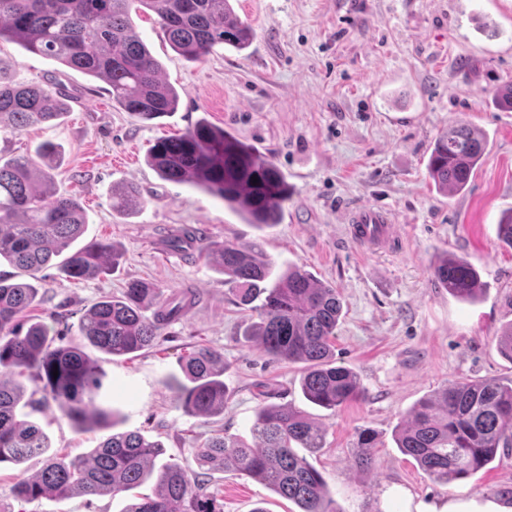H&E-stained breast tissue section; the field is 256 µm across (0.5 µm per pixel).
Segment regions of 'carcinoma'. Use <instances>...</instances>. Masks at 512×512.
Masks as SVG:
<instances>
[{
	"label": "carcinoma",
	"mask_w": 512,
	"mask_h": 512,
	"mask_svg": "<svg viewBox=\"0 0 512 512\" xmlns=\"http://www.w3.org/2000/svg\"><path fill=\"white\" fill-rule=\"evenodd\" d=\"M133 10L154 14L173 49L191 60L222 44L245 50L254 38L229 0H0V40L104 81L113 102L153 120L175 110L178 94L135 32ZM68 98L62 87L51 90L0 75V130L50 123L64 114ZM485 150L483 133L455 124L435 140L428 174L439 191L459 194ZM37 156L0 162V261L28 276L13 283L0 277V463L43 459L34 476L16 484L15 498L31 503L115 497L154 476L152 495L133 500L124 512H224V499L208 491L201 474L191 475L177 463L155 468L162 445L138 432L109 434L89 453L70 459L51 452L50 438L33 417L49 402L81 431L115 427L116 410L103 399L100 360L80 347L53 345L49 325L24 318L37 305L40 273L56 258L61 276L79 281L105 272L109 262L117 265L119 254L112 243L97 239L71 248L85 234L84 211L76 197L57 193L50 173L54 147H42ZM147 160L163 179L196 184L258 228L277 224L288 200L286 177L272 161L205 119L182 135L156 141ZM111 194L114 211L132 215L144 206L132 183L112 186ZM197 239L229 293L258 314L244 335L271 359L302 365L301 388L309 402L334 410L363 396L357 375L332 359L342 313L335 287L298 267L273 275L257 243L217 242L202 232ZM433 276L464 302L483 291L474 266L446 254L434 262ZM195 299L192 292L186 303L152 283L132 281L120 295L93 304L79 330L95 350L127 355L150 346ZM151 305L156 310L148 318L143 311ZM180 369L187 382L176 383V400L185 412L203 417L224 410L222 354L199 348L180 359ZM23 376L36 388L28 390ZM250 432L251 444L228 434L209 438L197 449L199 463L231 467L294 502L300 512H339L321 473L296 452L325 447L322 425L290 404H269L257 409ZM396 443L435 481L448 484L474 474L499 449L512 447V380L442 387L411 409ZM375 447L374 434L363 431L356 464L370 467Z\"/></svg>",
	"instance_id": "carcinoma-1"
}]
</instances>
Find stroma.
<instances>
[{"mask_svg": "<svg viewBox=\"0 0 512 512\" xmlns=\"http://www.w3.org/2000/svg\"><path fill=\"white\" fill-rule=\"evenodd\" d=\"M255 38L243 51L216 46L204 60L176 53L154 15L132 22L163 78L179 93L169 116L144 121L113 103L104 82L17 42L0 41V73L18 82H56L69 108L54 124L0 131V158L34 155L53 144L58 192L75 196L87 238L112 242L122 258L110 274L78 282L44 271L33 318L64 342L85 346L79 321L92 303L142 280L166 293L194 290L196 302L150 349L102 356L117 428L163 444L162 458L205 472L224 512H296L268 486L224 468L201 469L195 450L209 437H249L259 406L289 403L326 429L309 463L323 476L338 512H416L455 496L493 500L512 487V448L472 476L442 484L397 448L393 435L412 406L451 381L512 379L498 338L512 323V248L497 237L512 210V110L495 97L512 83V0H232ZM207 119L271 160L288 181L279 224H248L223 200L190 183L161 179L146 163L162 137ZM482 130L484 159L464 193L436 192L426 164L435 139L458 122ZM136 184L144 206L127 217L112 209L111 187ZM378 206L396 226L377 251L354 243L345 217ZM213 241L256 242L276 271L303 268L336 287L338 365L355 371L363 399L334 410L300 389L301 367L271 360L243 335L257 315L238 305L224 278L199 254L196 230ZM184 239L182 249L169 247ZM442 253L468 260L484 287L459 301L434 280ZM198 347L224 356V411L184 412L169 388L179 358ZM39 420L53 451L74 457L104 433L76 430L56 405ZM376 434L374 464L354 460L362 430ZM40 468L0 464V502L12 512H122L126 496H73L24 503L13 489Z\"/></svg>", "mask_w": 512, "mask_h": 512, "instance_id": "obj_1", "label": "stroma"}]
</instances>
